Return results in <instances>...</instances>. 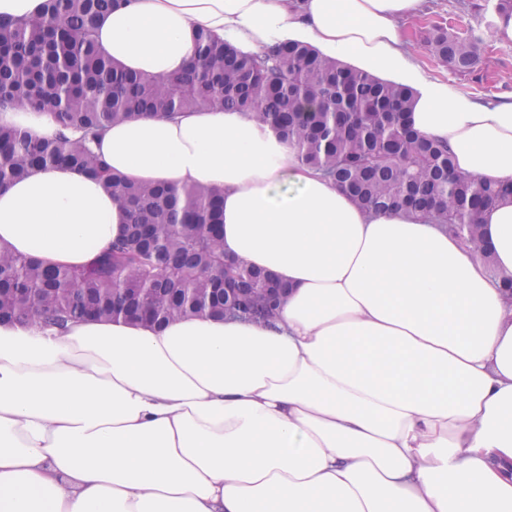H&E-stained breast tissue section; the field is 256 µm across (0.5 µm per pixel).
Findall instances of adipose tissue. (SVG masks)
<instances>
[{
	"label": "adipose tissue",
	"instance_id": "obj_1",
	"mask_svg": "<svg viewBox=\"0 0 512 512\" xmlns=\"http://www.w3.org/2000/svg\"><path fill=\"white\" fill-rule=\"evenodd\" d=\"M424 0H120L94 25L124 69L176 76L204 29L289 41L412 87L414 130L457 171L512 184V95L428 74ZM138 183L224 195V253L288 287L274 325L0 321V512H512V199L479 216L494 265L445 228L360 209L268 126L202 109L113 125ZM125 212L103 182L38 168L0 189V248L84 266Z\"/></svg>",
	"mask_w": 512,
	"mask_h": 512
}]
</instances>
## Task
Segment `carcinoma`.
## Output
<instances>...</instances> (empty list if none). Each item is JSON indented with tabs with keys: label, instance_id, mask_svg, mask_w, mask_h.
<instances>
[{
	"label": "carcinoma",
	"instance_id": "1",
	"mask_svg": "<svg viewBox=\"0 0 512 512\" xmlns=\"http://www.w3.org/2000/svg\"><path fill=\"white\" fill-rule=\"evenodd\" d=\"M116 2L47 0L38 16L0 18V112H47L61 128L43 139L0 125V187L40 167L79 168L112 189L126 217L123 235L84 268L48 267L0 250V318L60 334L91 318L128 317L158 326L187 315L274 323L282 302L241 305L283 284L268 270L224 261L220 192L130 183L93 150L109 126L145 113L245 112L365 210L400 209L432 220L476 246L494 269L478 218L511 199L512 184L457 172L448 145L412 128L410 87L383 82L300 43L240 55L205 30L196 33L183 74L129 72L100 49L94 32L96 18ZM425 40L441 64L459 73L469 72L485 49L481 37L442 24L432 25ZM226 278L237 289L227 298Z\"/></svg>",
	"mask_w": 512,
	"mask_h": 512
}]
</instances>
